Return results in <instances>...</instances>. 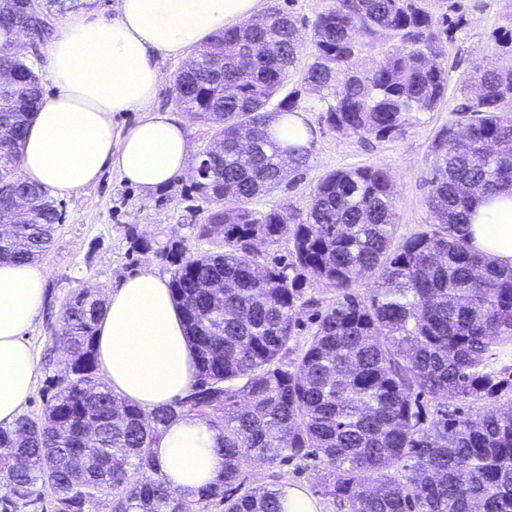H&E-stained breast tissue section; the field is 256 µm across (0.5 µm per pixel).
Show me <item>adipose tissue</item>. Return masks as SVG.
<instances>
[{
	"mask_svg": "<svg viewBox=\"0 0 512 512\" xmlns=\"http://www.w3.org/2000/svg\"><path fill=\"white\" fill-rule=\"evenodd\" d=\"M258 0H118L104 18L81 8L46 46V70L55 87L44 96L22 147L25 179L60 196L94 183L105 166L127 182L156 191L190 165L183 121L154 112L116 137L113 117L143 110L162 81L157 56L186 48L235 21L249 20ZM471 243L501 265H512V193L478 202ZM46 272L37 263L0 261V425L19 415L32 393L37 356L25 334L39 318ZM97 336L100 367L113 391L143 409L185 396L195 362L168 279L152 267L108 291ZM217 439L204 420L187 414L154 446L160 472L190 499L224 468Z\"/></svg>",
	"mask_w": 512,
	"mask_h": 512,
	"instance_id": "1",
	"label": "adipose tissue"
}]
</instances>
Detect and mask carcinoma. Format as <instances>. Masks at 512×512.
Returning a JSON list of instances; mask_svg holds the SVG:
<instances>
[{
  "mask_svg": "<svg viewBox=\"0 0 512 512\" xmlns=\"http://www.w3.org/2000/svg\"><path fill=\"white\" fill-rule=\"evenodd\" d=\"M0 0V30L39 48L51 28ZM452 27L421 0H332L312 24L309 60L288 88L304 44L276 8L260 28L211 37L178 75L175 104L224 142L210 177L193 184L212 207L195 238L161 257L181 308L197 372L189 393L151 412L102 381L96 352L105 300L74 290L61 307L54 348L63 375L48 377L38 416L0 426V502L20 512L45 496L53 512H284L281 488L246 485L255 462L319 459V492L343 512H512V267L470 244L473 203L512 190V65L470 78L457 119L430 145L431 229L394 243V191L382 167L333 171L316 183L303 215L252 208L289 173L307 166L314 140L281 143L272 116L297 114L306 98L332 131L390 138L414 112H432L448 93L443 36ZM399 41L361 72L356 57ZM13 79L0 85V259L40 260L61 214L43 187L22 180L21 146L41 97V54L7 55ZM292 244L289 261L260 265L254 242ZM373 278L370 297L351 288ZM337 291L285 368L307 286ZM451 396L483 410H440L420 401ZM194 413L217 432L224 471L199 498L172 490L153 446Z\"/></svg>",
  "mask_w": 512,
  "mask_h": 512,
  "instance_id": "carcinoma-1",
  "label": "carcinoma"
}]
</instances>
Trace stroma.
Instances as JSON below:
<instances>
[{"label": "stroma", "instance_id": "obj_1", "mask_svg": "<svg viewBox=\"0 0 512 512\" xmlns=\"http://www.w3.org/2000/svg\"><path fill=\"white\" fill-rule=\"evenodd\" d=\"M435 14L455 11L461 18L454 40L447 47L443 63L448 68V98L437 111L414 114L406 134L379 140L371 136L338 133L320 122L319 112L307 101H300L308 124L316 131L309 165L295 183H282L271 195L258 198L257 210L278 205L294 212L305 211L309 192L329 172L362 166L388 170L394 183L396 241L426 230L429 222L427 198L430 191L431 157L429 146L439 129L454 119L455 108L463 102L462 81L476 69L505 66L512 54L502 49L499 39L512 29V0H426ZM190 174L175 177L166 187L146 192L126 182L116 167L105 168L97 183L61 198L64 222L50 251L40 264L47 272L46 291L53 302L27 332L38 352L45 354L53 344V327L59 326L60 306L75 289L91 288L107 293L144 266L167 274V264L157 256L172 241L184 240L195 252L209 250L197 241L188 217L203 207V200L191 197L186 188ZM138 233L151 250L134 252L131 233ZM312 306L298 315L289 349L282 358L291 364L314 328V313L330 307L337 298L334 288L316 284L308 288ZM321 465L312 460H296L285 465L256 463L248 473L253 487L292 482L316 491Z\"/></svg>", "mask_w": 512, "mask_h": 512}]
</instances>
